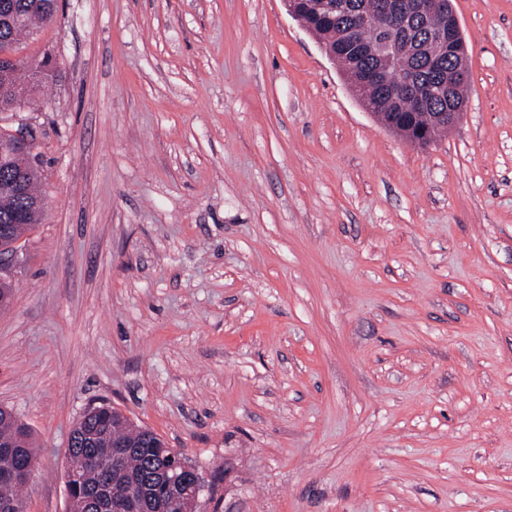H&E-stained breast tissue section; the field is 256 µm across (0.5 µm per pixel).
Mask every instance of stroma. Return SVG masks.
Masks as SVG:
<instances>
[{"label":"stroma","mask_w":512,"mask_h":512,"mask_svg":"<svg viewBox=\"0 0 512 512\" xmlns=\"http://www.w3.org/2000/svg\"><path fill=\"white\" fill-rule=\"evenodd\" d=\"M455 129L403 142L282 0H60L19 48L45 211L0 311L26 512L106 403L200 512H512V0H452Z\"/></svg>","instance_id":"obj_1"}]
</instances>
